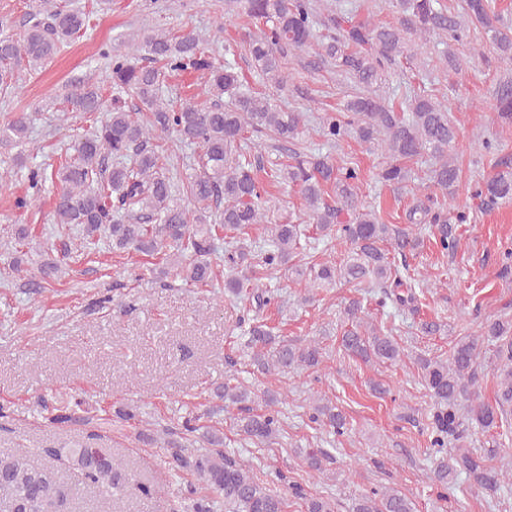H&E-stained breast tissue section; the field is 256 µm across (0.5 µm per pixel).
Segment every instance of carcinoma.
Returning <instances> with one entry per match:
<instances>
[{
    "instance_id": "obj_1",
    "label": "carcinoma",
    "mask_w": 512,
    "mask_h": 512,
    "mask_svg": "<svg viewBox=\"0 0 512 512\" xmlns=\"http://www.w3.org/2000/svg\"><path fill=\"white\" fill-rule=\"evenodd\" d=\"M400 18L395 25L369 19L355 21L339 0H226L231 11L244 10L260 25L248 32L245 49L262 79L278 90L289 76L281 59L289 50L317 47V54L336 61L354 81L366 88L381 78L412 42L434 37L439 43L459 41L472 24L493 33L500 61L512 68V34L497 26L500 14L495 0H464L462 10L451 11L442 0H396ZM89 15L66 0H39L29 13L22 33H12V23L0 15V93L7 94L23 69L36 71L50 61L71 39L85 34ZM331 30L326 41L317 40L315 24ZM208 40L193 30L175 34L147 33L125 54L101 51L109 60L113 89L134 94L139 105L130 109L115 97L103 103L97 89L73 87L65 102L73 112L105 113L94 129L75 139L65 163L54 171L60 188L54 200L55 224H75L83 238L104 236L112 251L135 250L163 255V276L179 277L190 285L213 282L216 228L224 232L225 253L233 267L224 279V295L241 298L246 293L262 309L278 299L264 286L280 267L286 266L304 280L307 291L336 285L362 288L364 296L344 307L351 328L344 331L339 350L365 362L396 363L414 358L425 387L436 403L430 416V443L439 454L434 479L442 485L448 477L464 473L475 485L495 493L512 481V465L488 464L490 456L469 448L448 455V443L458 439L463 425L489 431L497 426L505 408L512 407V318L483 323L478 334L456 340L448 358L413 355L400 345L392 330L376 328L366 320L364 301L373 299L382 308L403 311L417 301L416 288L429 287L427 278L409 275L395 256L417 252L424 244L422 231L446 255L461 244L455 225L465 215L455 212L461 181L456 154L457 128L437 99L415 94L398 111L379 96L361 94L338 112L320 118L319 134L340 144L354 139L376 147L386 158L379 179L399 188L415 180L406 162L415 157L432 161L427 180L448 199L432 197L407 210L404 224H387L373 206L361 202L358 169L336 164L327 156L292 150V162L270 170L274 183L295 186L315 227L324 237L345 244L340 261H318L316 247L303 224L271 222L270 198L257 178L265 170L260 158L242 149L247 135L272 134L279 142L300 144L308 130L305 113L284 111L271 99L247 85L231 63H218L210 55ZM169 71H203L207 74L202 95L210 104L189 99L179 105L163 98L162 84ZM498 117L512 124V80L496 91ZM32 115L21 112L0 123V140L27 143ZM173 135L200 148L198 171L186 177L181 189L169 177L172 157L160 153L159 140ZM498 170L483 180L476 196L485 202L512 200V167L500 159ZM31 198L40 197L47 176L39 168L27 174ZM264 225L266 240L252 255L248 230ZM247 347L257 369L279 375L290 370L317 373L325 367L319 343L301 344L276 336L266 324L256 322L247 330ZM495 347L498 390L494 401L473 389V375L482 345ZM254 392L241 382L224 383V412L232 415L237 430L254 443H270L282 430L280 402L267 396V411L250 413L246 403ZM309 420L343 434L346 418L329 400L317 398L309 406ZM209 448L193 454L175 446L170 454L174 470H191L203 477L224 512H285L286 501L261 486L249 463L224 455V437L205 438ZM50 466L30 463L29 450L17 448L0 455V512H72L71 501L81 489H94L112 500L119 488L123 463L107 448H43ZM72 471L77 483L60 485V471ZM305 512H337L326 497L305 499ZM353 512H414L411 499L395 488L374 490L361 497Z\"/></svg>"
}]
</instances>
